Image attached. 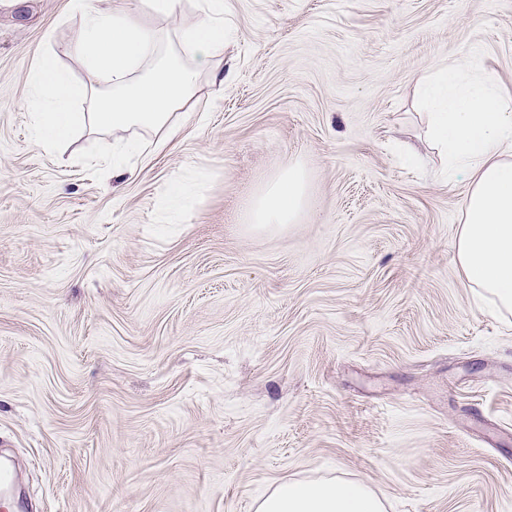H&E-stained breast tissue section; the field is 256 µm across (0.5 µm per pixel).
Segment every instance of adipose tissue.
I'll use <instances>...</instances> for the list:
<instances>
[{
	"label": "adipose tissue",
	"mask_w": 512,
	"mask_h": 512,
	"mask_svg": "<svg viewBox=\"0 0 512 512\" xmlns=\"http://www.w3.org/2000/svg\"><path fill=\"white\" fill-rule=\"evenodd\" d=\"M207 5L171 40L114 0H71L81 18L71 50L102 73L113 91L89 94L59 66L54 50L41 51L32 74L37 141L56 147L80 123L106 134L138 125L154 132V139L106 141L100 154L118 168L126 153L147 157L163 149L176 132L174 113L193 100L201 77L224 82V0ZM181 44L189 47L191 60L177 64L173 58ZM425 83L429 137L449 169L469 176L456 261L480 297L512 314V97L496 90L474 57L433 63ZM84 98L89 111H72V103ZM306 201L304 172L292 164L251 197L249 214L256 224H288ZM257 512H384V504L362 483L289 480L264 497Z\"/></svg>",
	"instance_id": "obj_1"
}]
</instances>
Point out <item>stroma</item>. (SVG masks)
Wrapping results in <instances>:
<instances>
[{
  "instance_id": "1",
  "label": "stroma",
  "mask_w": 512,
  "mask_h": 512,
  "mask_svg": "<svg viewBox=\"0 0 512 512\" xmlns=\"http://www.w3.org/2000/svg\"><path fill=\"white\" fill-rule=\"evenodd\" d=\"M70 2L0 0V448L38 512H254L323 478L386 512H512V314L454 259L468 177L419 91L473 55L512 96V0H227L223 86L126 173L84 126L39 145L21 107L47 45L107 89ZM118 4L173 36L204 0ZM291 162L308 207L251 223Z\"/></svg>"
}]
</instances>
